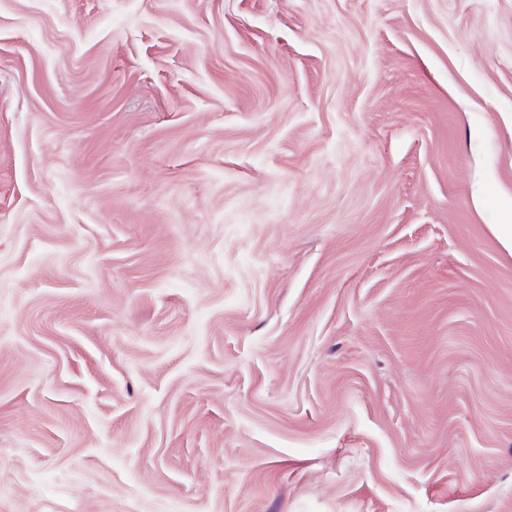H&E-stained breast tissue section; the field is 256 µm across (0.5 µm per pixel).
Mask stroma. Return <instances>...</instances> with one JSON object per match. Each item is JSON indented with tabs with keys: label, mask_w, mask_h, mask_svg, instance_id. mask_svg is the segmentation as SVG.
I'll use <instances>...</instances> for the list:
<instances>
[{
	"label": "stroma",
	"mask_w": 512,
	"mask_h": 512,
	"mask_svg": "<svg viewBox=\"0 0 512 512\" xmlns=\"http://www.w3.org/2000/svg\"><path fill=\"white\" fill-rule=\"evenodd\" d=\"M512 0H0V512H512Z\"/></svg>",
	"instance_id": "1"
}]
</instances>
